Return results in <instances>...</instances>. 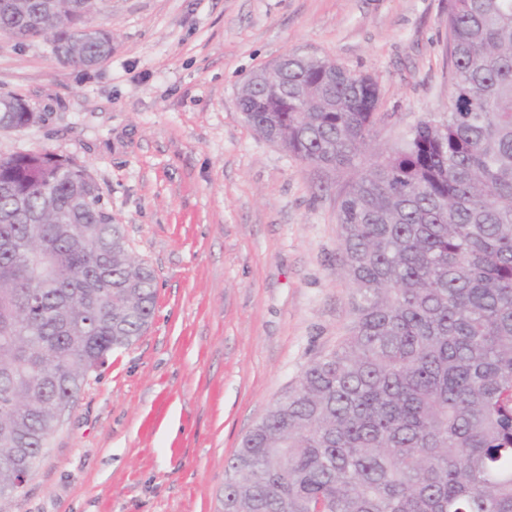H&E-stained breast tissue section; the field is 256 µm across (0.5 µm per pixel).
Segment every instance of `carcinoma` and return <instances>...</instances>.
<instances>
[{"label":"carcinoma","mask_w":512,"mask_h":512,"mask_svg":"<svg viewBox=\"0 0 512 512\" xmlns=\"http://www.w3.org/2000/svg\"><path fill=\"white\" fill-rule=\"evenodd\" d=\"M100 3L0 0V34L96 65L112 57V32L84 22ZM448 36L446 116L362 163L341 203L349 335L242 439L224 512H512V0H448ZM283 67L241 99L252 130L317 166L363 159L377 82L328 58ZM39 121L0 96L1 133ZM156 298L84 166L0 155L1 499Z\"/></svg>","instance_id":"cac0c4a2"}]
</instances>
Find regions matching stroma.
Instances as JSON below:
<instances>
[{"label":"stroma","mask_w":512,"mask_h":512,"mask_svg":"<svg viewBox=\"0 0 512 512\" xmlns=\"http://www.w3.org/2000/svg\"><path fill=\"white\" fill-rule=\"evenodd\" d=\"M447 20L448 0H103L115 50L91 68L0 35V94L42 116L0 154L85 166L158 296L0 512H220L242 438L354 321L336 215L355 170L257 135L238 89L288 54L338 61L377 82L389 149L448 109Z\"/></svg>","instance_id":"obj_1"}]
</instances>
